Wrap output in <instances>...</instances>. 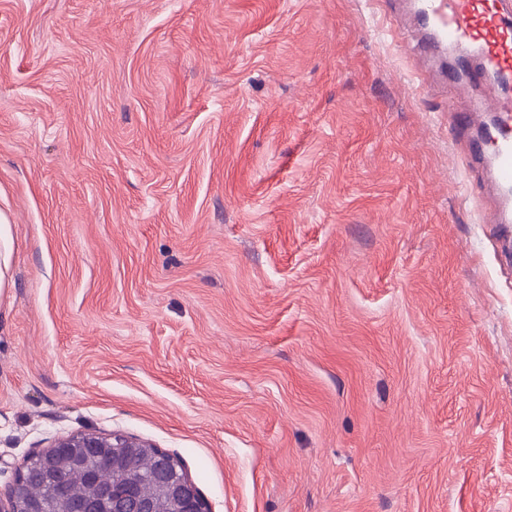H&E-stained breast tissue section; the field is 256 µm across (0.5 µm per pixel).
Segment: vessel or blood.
I'll return each mask as SVG.
<instances>
[{"instance_id":"vessel-or-blood-1","label":"vessel or blood","mask_w":512,"mask_h":512,"mask_svg":"<svg viewBox=\"0 0 512 512\" xmlns=\"http://www.w3.org/2000/svg\"><path fill=\"white\" fill-rule=\"evenodd\" d=\"M421 50L450 51L449 87L464 82L484 95L459 107L449 100L454 139L469 164L482 168L501 193L490 223L512 227V0H416Z\"/></svg>"}]
</instances>
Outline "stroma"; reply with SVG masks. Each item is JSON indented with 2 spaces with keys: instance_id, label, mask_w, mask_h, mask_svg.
<instances>
[{
  "instance_id": "stroma-1",
  "label": "stroma",
  "mask_w": 512,
  "mask_h": 512,
  "mask_svg": "<svg viewBox=\"0 0 512 512\" xmlns=\"http://www.w3.org/2000/svg\"><path fill=\"white\" fill-rule=\"evenodd\" d=\"M388 0H0V492L56 439L210 512H512V262ZM11 254V240L7 218L0 214V295L9 287V263Z\"/></svg>"
}]
</instances>
